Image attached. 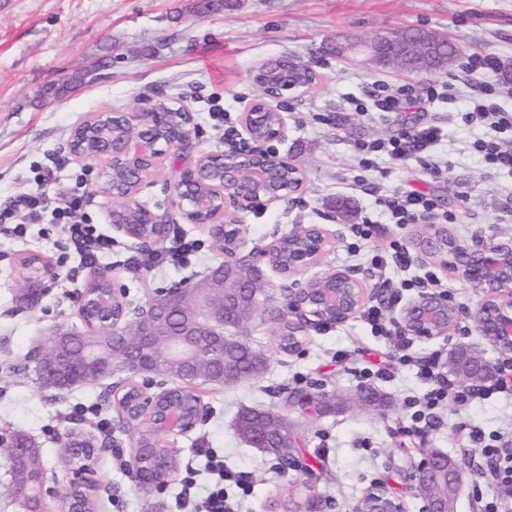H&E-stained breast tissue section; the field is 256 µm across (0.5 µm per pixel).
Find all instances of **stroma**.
<instances>
[{"mask_svg":"<svg viewBox=\"0 0 512 512\" xmlns=\"http://www.w3.org/2000/svg\"><path fill=\"white\" fill-rule=\"evenodd\" d=\"M191 6V0H0V209L35 187L47 170L55 187L54 208L66 210L72 190L81 189L87 201L70 215V222L93 224L111 234L112 204L97 191L103 161L78 162L65 150L76 126L101 110L149 108V96L159 92L181 94L196 119L199 150L226 151L229 132H241L240 115L257 96L251 68L295 53L314 65L318 82L304 96L288 100L285 137L272 148L305 171L306 183L298 204L278 202L245 213L241 231L249 246L266 245L297 220L323 223L333 235L326 264L369 269L374 257L386 254L390 241L397 240L413 260L404 269L387 265L381 271L384 281L397 287L429 271L436 290L446 292L460 310L474 307L481 289L433 262L417 260L416 242L437 225L447 226L466 244L478 236L512 238V216L502 210L503 199L512 196V174L490 169L471 150L483 130L461 121L462 101L385 116L355 111L351 104L368 82L410 83L423 90L447 79V72L377 70L336 57L329 44L339 34L371 37L421 28L446 36L462 55L480 50L496 54L512 74V0H239L235 8L201 15ZM106 58L110 66L100 67ZM76 73L83 75L82 84L62 97H44L47 83ZM433 123L443 127L444 137L431 154L448 161L447 174L430 177L418 162L393 165L383 159L368 171L359 170L355 145ZM191 163V158L180 159L175 150H166L138 195L147 206L168 208L174 230L167 244L193 243L188 262L163 263L140 275L127 271L124 262L136 254L137 244L124 239L102 260L101 272L127 285L134 305L144 304L157 290L202 277L223 260L206 232L184 223L170 207V188ZM359 174L367 187L350 190ZM410 185L434 200L432 224L391 223L376 204V194L389 195ZM340 197L351 201L350 218L340 224L326 222L332 201ZM12 221L26 225L27 232L0 233V430L32 437L43 452L47 475L61 481L67 477V433L81 431L97 443L109 439L111 450L98 454L93 490L97 512H180L177 501L185 469L197 470L199 492H206L211 481L205 458L197 454L201 448L215 449L228 468L251 474L253 489L244 499L243 512H284L282 501L297 489L309 490L314 512H350L376 482L393 489L405 512H424L411 475L429 453L459 457L451 442L458 422L512 441V396L499 393L460 411L446 408L436 427L409 433L406 403L422 399L427 386L413 367H391L393 339L372 335L362 317L310 330L308 342L292 354L280 351L276 323L259 320L248 328L247 338L265 354V372L233 386L205 388L207 420L186 435L162 440V447L174 450L178 468L163 493L145 494L128 468L138 435L109 403V381L59 397L40 388L34 375L12 372L18 358L34 350L42 336L61 326L82 331L76 301L68 292L93 277L79 270L74 282L62 280L58 229L43 233L22 210L14 211ZM368 221L372 233L359 236L357 227ZM30 254L47 261L55 277L48 280L49 291L39 305L25 310L16 296L22 286L21 261ZM461 345L481 347L486 359L496 358L465 318L448 339L413 340L410 352L437 355L444 374L451 350ZM375 364L391 367L389 379L361 383L363 370ZM366 387L384 396L383 408L359 401L358 393ZM319 391L328 395L331 408L311 404L298 411L287 403L289 393ZM78 406L86 407L84 417H73ZM250 407L280 411L292 422L295 451L288 470H280L278 459L237 436L235 420ZM115 448L122 449V458H113Z\"/></svg>","mask_w":512,"mask_h":512,"instance_id":"35a3bbf8","label":"stroma"}]
</instances>
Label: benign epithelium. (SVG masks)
I'll return each instance as SVG.
<instances>
[{
  "label": "benign epithelium",
  "mask_w": 512,
  "mask_h": 512,
  "mask_svg": "<svg viewBox=\"0 0 512 512\" xmlns=\"http://www.w3.org/2000/svg\"><path fill=\"white\" fill-rule=\"evenodd\" d=\"M379 44L389 48L385 58L387 62L406 53V38L392 40L384 35L375 41L339 35L331 42V49L341 58L378 64L380 58L375 47ZM283 62L288 63V78L247 105L241 117L246 138L243 145L229 151L197 150L193 137L196 126L194 114L180 106L187 120L177 124L171 119L175 107L165 100L142 112H96L77 126L75 131H84L96 139L100 151L87 154L71 138L68 141L69 154L79 162L105 161L97 189L113 202L110 211L112 232L122 237L137 238L127 220L128 211L133 208L137 212V223L155 225V240L164 242L170 236L172 223L168 213L156 212L140 203L137 195L125 191L124 184L112 179V173L121 171L134 175L135 182L142 184L163 155L159 148L162 143L183 155L196 154L193 165L172 185V205L185 223L200 226L211 237L224 232L229 224H242L245 211L287 198L294 199L302 191L305 179H299L295 187L285 184L284 169L293 167V164L271 156L265 145L283 137V104L292 96L299 97L308 92L303 86L304 77L315 72L314 66L292 54H283L254 67L250 71V79L256 81L262 72L278 73L279 64ZM129 126L136 127L137 132L127 133ZM207 162L219 164L220 183L204 180V164ZM327 237V229L321 224H294L288 232L275 236L267 245L250 249L245 238L239 235L236 245L224 251V266L252 267L263 277L266 270L271 269L291 280V284L283 289L284 308L278 310V318L297 325L304 332L312 325L343 324L376 298V290L369 286L370 276L354 267L328 269L303 282L296 279V276L321 264ZM419 249L434 263L451 268L459 278L482 289L481 299L468 311L467 318L477 335L499 355L496 364L487 360L482 363L477 372L478 381L485 385L495 383L502 367L512 365V240H482L464 245L448 233V229L440 228L419 242ZM180 293L179 287L159 291L148 297L145 305L132 317L128 289L113 284L105 294L94 297L85 288L77 299L78 312L90 308L97 312L94 320L86 324L87 332L117 335L122 322L144 321L151 309L164 304V298L175 300ZM459 319V309L448 297L434 292L418 295L394 314V323L403 335L420 339L449 336L456 330ZM233 322L230 305L216 312L203 303L197 320L193 322L194 330L185 332V338L176 345L192 356L205 355L209 346L201 333L222 336ZM122 366L132 370L135 376L144 377L140 383L130 379L112 386L113 398H124L135 404L133 412H124L131 425L136 426L141 420L152 418L155 420L154 433L164 438L184 435L205 421L207 407L201 403L189 426L182 407L177 404L169 406L162 415H156L157 393L152 391L156 386L152 383L151 371L139 367L135 351L126 354ZM156 388L164 392L179 388V384L175 382ZM97 453L95 444L90 448L71 444L68 455L81 461V465L73 469L68 486L63 490L55 481L42 478L40 497L45 504L43 512H50L47 504L51 501L61 502L66 512H80L76 492L92 486V464ZM131 474L138 488L147 494L166 487L164 482H152L138 466L132 468ZM463 474L462 470L442 467L441 454L436 453L420 461L414 480L418 488L433 482H445L448 487L456 488L462 483ZM352 512H404V506L385 485L376 483L355 502Z\"/></svg>",
  "instance_id": "7a95c632"
}]
</instances>
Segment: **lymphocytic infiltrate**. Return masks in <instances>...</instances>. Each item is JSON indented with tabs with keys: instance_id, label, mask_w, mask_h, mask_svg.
I'll return each mask as SVG.
<instances>
[{
	"instance_id": "f902f5d3",
	"label": "lymphocytic infiltrate",
	"mask_w": 512,
	"mask_h": 512,
	"mask_svg": "<svg viewBox=\"0 0 512 512\" xmlns=\"http://www.w3.org/2000/svg\"><path fill=\"white\" fill-rule=\"evenodd\" d=\"M501 67L500 59L492 53H472L464 67L463 76H453L437 82L426 91L427 101L463 98L466 102L462 118L465 123L483 124L486 132L483 138L473 143L475 151L483 156L486 165L499 170L512 172V112L504 110L497 102V93L491 82ZM417 89L414 85L403 84L389 87L381 82H372L366 101L356 102L357 111L366 109L389 114L401 111L408 102L416 100ZM442 139L441 127L430 124L415 131L402 133L399 137L379 141L370 145L357 146L358 165L368 169L374 166L376 158H384L394 163L421 159L430 147ZM389 217L397 224H414L419 219L431 215L434 205L429 195L416 190L398 191L381 198ZM63 252H75L86 267H95L107 253L112 250V241L100 234L92 224H66L61 228ZM403 364L415 366L417 375L429 386L419 410L412 415L414 423L430 422L436 409L451 403L466 407L473 400L496 393L512 391V367L504 369L498 382L491 386H476L459 383L448 385L442 381L437 371L435 356L416 358L407 354L406 342H399ZM459 434L470 443L481 445L483 461L497 474L506 495L492 498L483 504V512H507V498L512 495V452H506L500 446L498 436H485L484 432L460 425ZM206 458V467L216 477L202 501L193 503L189 498H182L181 506H194L196 512H234V503L229 495L230 489H237L239 496H248L252 481L249 473L232 471L224 466L223 460L213 449L202 451Z\"/></svg>"
}]
</instances>
